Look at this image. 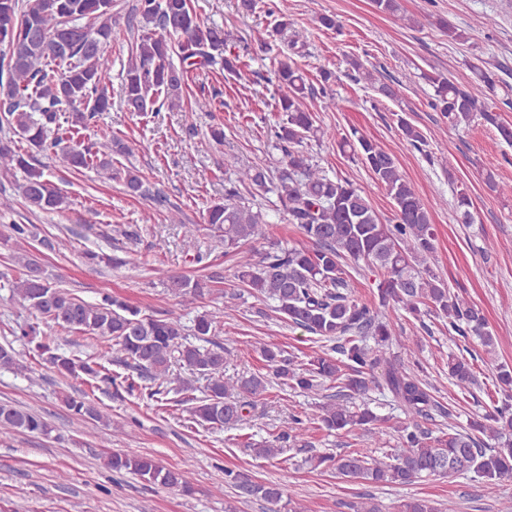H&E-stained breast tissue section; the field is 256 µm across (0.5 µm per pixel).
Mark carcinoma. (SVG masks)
<instances>
[{"label": "carcinoma", "instance_id": "1", "mask_svg": "<svg viewBox=\"0 0 512 512\" xmlns=\"http://www.w3.org/2000/svg\"><path fill=\"white\" fill-rule=\"evenodd\" d=\"M142 31L128 45V65L122 84L123 100L132 112H147L162 98L173 105L180 100L188 69L221 62L224 71L237 72L240 55L227 52L224 31L204 25L190 0H137L128 28ZM121 38L112 24V0H0V171L24 172L20 195L31 207L60 212L66 198L56 191L38 164L37 155L53 154L68 169L79 172L90 166L112 176V153H129L120 139L107 132L94 147L63 133L86 130L97 114L112 107L108 47ZM304 37L292 34L289 53L277 61L274 78L288 89L279 98L281 122L274 130L275 149L281 151V168L269 176L260 168L241 171L224 187V202L206 210L205 221L214 236L224 241V251L235 252L234 279L253 297L269 300L288 323L333 342L331 352L317 353L302 368L282 357V351L264 345L261 355L283 384L308 393L323 380L338 383L336 401L318 406L314 420L329 433L360 429L377 438L390 418L375 411L365 400L369 391H388L399 405L404 420L394 426V452L372 458L361 452L319 455L313 468L336 473L342 479L373 484H408L423 477L452 478L469 473L495 491L512 479V404L470 419L465 426L426 431L421 421L434 411L453 417L434 395L432 386L404 369L401 360L387 355L395 335L393 311L400 307L414 320L422 314L448 326V335H471L486 353L495 348V336L487 329L481 310L451 290L428 265L434 252L435 231L428 211L400 173L394 157L358 131L338 141L349 160L359 162L383 186L394 201L393 218L382 221L370 200L354 184L326 173L299 150L304 139L317 134L315 115L304 104L306 86L293 56L303 54ZM178 58L175 66L172 58ZM473 80L467 86L442 73L423 75L433 89V106L448 124L467 128L480 120L497 129L512 145V125L489 109L496 83L483 65L468 63ZM402 135L415 147L427 138L408 120L399 119ZM126 192L152 196L164 207L168 219L182 222L181 211L160 194H150L143 176L129 167L123 179ZM253 187L276 196L280 211L294 224L311 247H281L271 243L254 259L240 250L242 244L268 237L265 215L242 202L239 187ZM455 206L465 224L474 223L473 201L465 188L456 191ZM31 230L25 224L11 226L5 240L25 248ZM23 276L8 288L24 306L52 327L91 334L107 342L132 361L153 382L148 396L171 391L172 368H185L204 381V397L191 413L212 428L236 426L245 420L250 401L263 396L268 380L252 374L224 380V348H209V336L221 323V312L205 311L193 325L195 341L186 337L182 315L165 318L144 315L106 294L99 303L75 297L45 276L37 258L20 256ZM364 262L380 277L378 303L360 302L351 296L343 262ZM167 288L180 302L190 305L211 292L201 279L170 276ZM37 349L48 368L62 377L100 376L104 366L81 359L41 341ZM384 365L381 375L375 374ZM499 387L512 390V366L491 361ZM25 368L22 354L11 345H0V370ZM448 380L462 392L476 384L473 364L464 356L448 354ZM71 414L82 420L111 424L110 415L83 394L64 399ZM273 442L254 445L256 456L273 460L281 443L299 436L303 420ZM19 433L46 435L48 423L38 414L9 403H0V437ZM106 466L133 474L142 481L184 494L193 491L188 473L165 466L151 455L115 451ZM229 482L245 497H260L276 505L278 487L254 482L241 473H226ZM397 512H438L426 499L404 501Z\"/></svg>", "mask_w": 512, "mask_h": 512}]
</instances>
